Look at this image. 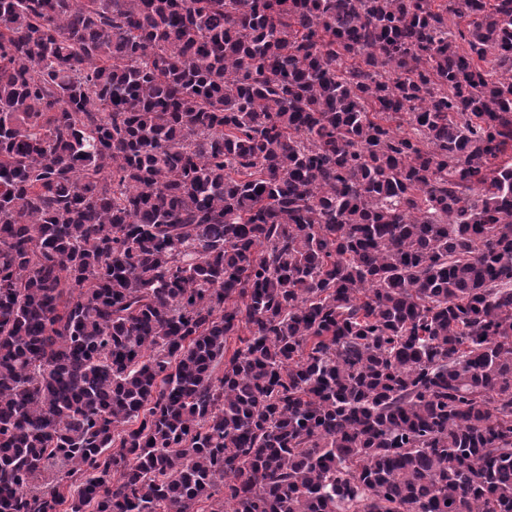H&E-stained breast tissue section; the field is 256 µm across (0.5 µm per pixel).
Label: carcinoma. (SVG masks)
I'll return each mask as SVG.
<instances>
[{
    "mask_svg": "<svg viewBox=\"0 0 512 512\" xmlns=\"http://www.w3.org/2000/svg\"><path fill=\"white\" fill-rule=\"evenodd\" d=\"M0 512H512V0H0Z\"/></svg>",
    "mask_w": 512,
    "mask_h": 512,
    "instance_id": "cac0c4a2",
    "label": "carcinoma"
}]
</instances>
